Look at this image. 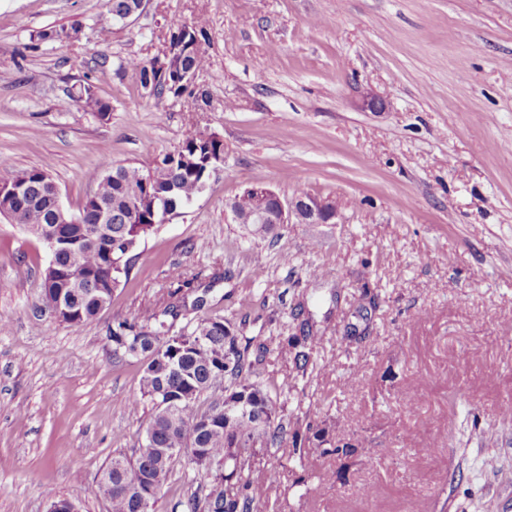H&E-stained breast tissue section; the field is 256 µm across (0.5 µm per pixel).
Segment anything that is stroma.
Segmentation results:
<instances>
[{
	"label": "stroma",
	"instance_id": "35a3bbf8",
	"mask_svg": "<svg viewBox=\"0 0 512 512\" xmlns=\"http://www.w3.org/2000/svg\"><path fill=\"white\" fill-rule=\"evenodd\" d=\"M175 21L204 30L205 65L157 100L128 62ZM88 80L108 120L64 106ZM510 80L512 0H146L125 22L105 0H0V168H48L75 213L103 157L148 166L193 126L224 141L220 175L84 325L34 314L48 251L0 220V512L52 494L109 512L99 477L142 445L151 405L125 404L141 365L113 362L108 329L163 307L176 271L177 326L220 315L265 343L262 381L309 431L302 455L287 440L250 461L269 512H512ZM255 184L338 215L254 234L224 202ZM300 307L320 338L303 374Z\"/></svg>",
	"mask_w": 512,
	"mask_h": 512
}]
</instances>
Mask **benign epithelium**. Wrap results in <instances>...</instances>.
<instances>
[{
  "label": "benign epithelium",
  "mask_w": 512,
  "mask_h": 512,
  "mask_svg": "<svg viewBox=\"0 0 512 512\" xmlns=\"http://www.w3.org/2000/svg\"><path fill=\"white\" fill-rule=\"evenodd\" d=\"M198 53L199 43L188 37L176 42L168 40L150 64L165 78L177 76L178 81L170 87L173 93L181 85L193 84L196 71L184 68V60ZM224 210L234 223L250 224L254 233L262 234L279 224H327L336 217L338 207L336 201L310 193L283 200L276 192L258 185L227 200Z\"/></svg>",
  "instance_id": "obj_1"
}]
</instances>
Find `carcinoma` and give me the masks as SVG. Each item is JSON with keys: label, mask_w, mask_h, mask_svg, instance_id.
<instances>
[{"label": "carcinoma", "mask_w": 512, "mask_h": 512, "mask_svg": "<svg viewBox=\"0 0 512 512\" xmlns=\"http://www.w3.org/2000/svg\"><path fill=\"white\" fill-rule=\"evenodd\" d=\"M130 65L145 95L164 98V84L154 68L136 61ZM67 97L99 119H109L111 106L96 95L92 84ZM222 154L223 141L206 140L193 128L160 166L149 169L109 159L91 173L96 199L82 205L77 224L61 223L54 200L42 191L43 182L51 179L46 169L1 175L0 184H28L19 197L1 196V210L21 212L22 226L37 238L60 233L69 239V248L57 255L56 266L43 270L34 312L49 313L72 326L94 320L110 303L114 290L128 281L141 243L164 223L167 209L179 210L194 199L205 187L208 160ZM137 192L141 205L134 211L131 196ZM178 308L170 302L159 311H149L140 324L122 320L109 330L112 359L117 363L136 359L143 365L138 392L129 403L136 407L150 402L152 415L144 444L131 457H112L98 490L111 512H137L132 488L155 482L159 485L155 499L164 497L173 449L182 448L192 469L206 479L184 504V512H267L268 488L244 476L248 450L265 448L289 435L296 443L298 434L289 433L277 400L262 383L256 363L249 360L251 340L243 343L237 334H227L232 324L220 316L200 317L174 332ZM306 326L300 323V335L287 341L303 374L309 351L318 344ZM216 392L224 396L226 407L246 397L255 409L230 422L216 413L214 400L199 409L201 397ZM166 402L167 409L161 407Z\"/></svg>", "instance_id": "cac0c4a2"}]
</instances>
